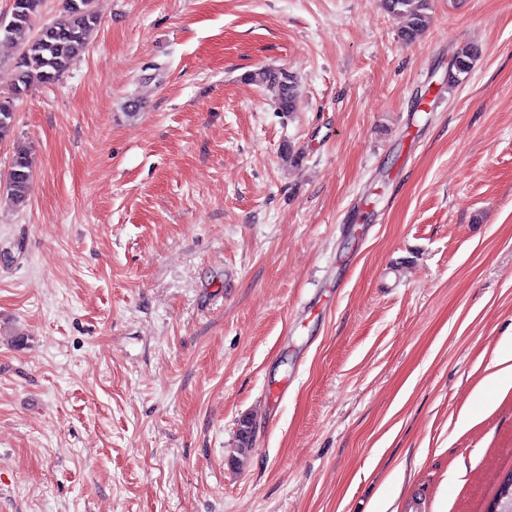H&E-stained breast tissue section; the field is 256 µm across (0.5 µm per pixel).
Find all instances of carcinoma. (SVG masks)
I'll return each mask as SVG.
<instances>
[{
  "instance_id": "1",
  "label": "carcinoma",
  "mask_w": 512,
  "mask_h": 512,
  "mask_svg": "<svg viewBox=\"0 0 512 512\" xmlns=\"http://www.w3.org/2000/svg\"><path fill=\"white\" fill-rule=\"evenodd\" d=\"M17 6L5 21L3 39L20 46L14 87L0 103V139L10 136L14 129L12 103L26 95L35 85L52 84L59 80L71 63L87 47L90 31L97 25L98 17L92 0H63V14L52 25L32 35V22L42 5V0H16ZM386 10L404 20L399 38L405 43L415 41L426 29L430 16L429 0H384ZM480 51L472 45L459 48L448 65L446 81L452 88L468 74ZM249 82L263 86L272 96L281 112H293L298 105V80L285 69L266 68L244 76ZM31 182V163L26 149H19L13 158L8 175L7 192L17 206L26 202Z\"/></svg>"
}]
</instances>
